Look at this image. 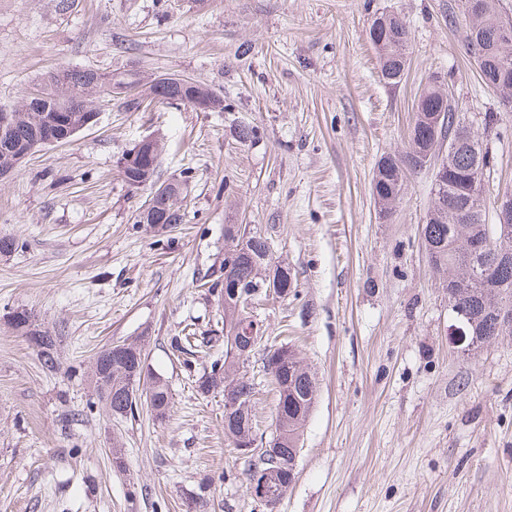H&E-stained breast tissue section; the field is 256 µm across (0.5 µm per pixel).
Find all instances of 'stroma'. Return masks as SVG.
I'll list each match as a JSON object with an SVG mask.
<instances>
[{
	"label": "stroma",
	"mask_w": 512,
	"mask_h": 512,
	"mask_svg": "<svg viewBox=\"0 0 512 512\" xmlns=\"http://www.w3.org/2000/svg\"><path fill=\"white\" fill-rule=\"evenodd\" d=\"M460 0H0V107L61 67L176 75L224 98L220 112L131 108L129 89L95 126L41 148L0 180V512H267L224 437V396L198 378L216 342L182 355L172 337L221 335L224 227L261 231L296 286L248 312L317 380L296 478L274 512H512V336L470 350L448 334V293L421 226L432 174H411L389 218L372 179L406 150L430 79L475 117L502 111L448 24ZM410 25L411 63L395 86L367 39L374 15ZM255 136L241 141L239 126ZM161 144L159 181L178 179L186 218L166 232L136 221L147 189L118 160ZM487 197L512 189V117L485 131ZM26 312L59 332L60 369L43 370L11 325ZM143 338L172 392L112 415L90 382L102 347ZM257 433L271 439L276 392L263 353ZM120 442L124 471L112 466ZM206 506H196L197 493Z\"/></svg>",
	"instance_id": "stroma-1"
}]
</instances>
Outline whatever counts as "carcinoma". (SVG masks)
I'll return each mask as SVG.
<instances>
[{
  "instance_id": "obj_1",
  "label": "carcinoma",
  "mask_w": 512,
  "mask_h": 512,
  "mask_svg": "<svg viewBox=\"0 0 512 512\" xmlns=\"http://www.w3.org/2000/svg\"><path fill=\"white\" fill-rule=\"evenodd\" d=\"M478 2L479 10L465 16L463 46L476 65L482 83L498 93L504 102L512 103V33L505 38L500 32V24L507 15L500 0ZM368 34L378 53L382 79L390 85L399 84L410 65L411 32L406 22L394 14L381 13L373 18ZM123 82V77L116 78L91 68L63 67L47 73L38 98L24 91L12 107L16 121L9 138H0V168H18L31 154L35 137L45 125L57 127L63 119L74 129L80 127L86 114L97 111L99 103L109 97L112 84ZM196 95L209 101L210 111H224V99L201 83L191 88H172L164 102L191 107ZM422 98L423 108L416 113L407 150L380 157L372 179L373 187L378 189L384 211L391 213L403 195L408 175L423 170L424 160L434 151V145H448L445 190L442 193L432 191V208L422 228L423 243L430 250L439 284L448 289L449 307L453 311L461 307L468 315L463 322L468 346L491 345L503 336L512 335V329L507 331L499 327L498 322L502 310L512 308V233L502 237L497 234V225L486 223L483 189L485 176L491 170V158L483 148L479 130L437 82L432 81L423 89ZM433 112L444 114L443 123L435 133L431 132L429 122V114ZM133 152L132 148L123 154L125 163L119 167L126 183L143 178L135 160L131 159ZM184 218L185 213L180 208L163 207L157 201L147 215H138L136 223L146 219L163 230L170 224L183 223ZM485 238L492 242L490 252L482 257L473 254V241ZM247 245V252L234 261L230 271L231 278L245 285L267 271L272 256L266 237L252 235ZM243 311L233 298L224 299V364L212 367L197 379L200 393L222 391L232 385L254 393L255 384L245 370L249 356L229 354L235 332L244 320ZM12 325L29 341H41L38 354L42 367L49 373L56 372L59 369L57 338L51 331L24 312L13 316ZM122 346V355L118 357L98 352L93 371L99 399L112 414L120 416L136 405L137 397H129L127 388L145 366L140 343L124 341ZM285 362L298 365V369L289 373L285 382L279 383L273 375ZM263 368L272 376L278 398L288 400V416H275L274 442L279 454L261 459L264 467L283 468L279 492L282 497L292 484L290 471L296 466L301 432L314 404L316 379L301 366L297 353L286 345L270 346ZM149 398L147 406L153 409L155 417L164 418L171 404L165 379L153 378ZM254 434V405L224 412V435L232 445Z\"/></svg>"
}]
</instances>
